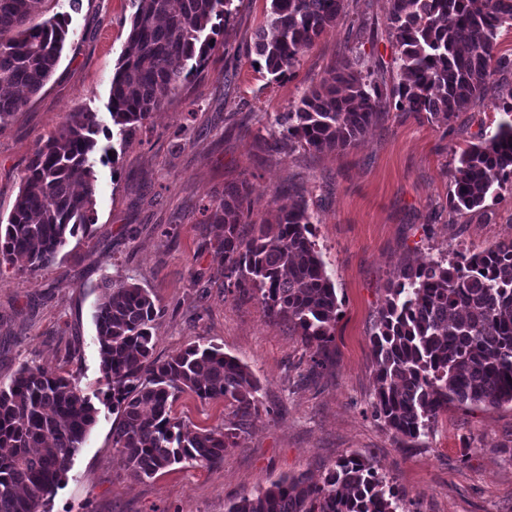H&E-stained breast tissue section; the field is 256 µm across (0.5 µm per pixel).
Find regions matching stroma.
Wrapping results in <instances>:
<instances>
[{"mask_svg":"<svg viewBox=\"0 0 512 512\" xmlns=\"http://www.w3.org/2000/svg\"><path fill=\"white\" fill-rule=\"evenodd\" d=\"M268 0H233L206 64L170 95L145 128L109 144L97 164L95 223L56 260L0 272V387L25 365L72 375L98 410L96 423L46 512H224L284 476L317 480L337 459L360 455L405 495L407 512H512V405L449 407L409 442L372 414L377 382L369 343L386 290L400 271L449 252L476 253L512 238V191L458 215L448 195L458 158L504 115L494 101L512 86L498 74L486 99L450 125L388 108L344 150H268L275 113L287 111L352 52L375 76L399 80L386 30L388 0H345L346 17L282 77L256 67L249 46ZM67 14L69 36L48 83L0 127V221L7 220L34 152L71 112L97 113L111 127L109 90L126 47L132 0H46ZM246 188L254 220L273 219L276 193L301 196L336 288V336L319 368L297 332L253 293L224 286L219 229L202 208ZM147 288L163 310L154 355L194 344L220 346L260 382V406L238 447L214 466L182 463L136 480L112 446L119 417L104 399L93 314L104 276ZM176 417L195 427L230 423L223 400L184 393Z\"/></svg>","mask_w":512,"mask_h":512,"instance_id":"stroma-1","label":"stroma"}]
</instances>
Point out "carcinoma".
<instances>
[{"mask_svg":"<svg viewBox=\"0 0 512 512\" xmlns=\"http://www.w3.org/2000/svg\"><path fill=\"white\" fill-rule=\"evenodd\" d=\"M44 0H0V127L50 80L64 50L68 19L33 23ZM127 51L118 62L109 111L126 138L184 83L212 49L214 20L233 0H135ZM345 0H270L253 49L277 77L344 14ZM389 34L400 80L390 93L360 55L344 58L317 87L276 113L270 148L345 149L380 121L398 98L403 112L449 124L482 100L494 76L512 68L496 56L497 36L512 28V0H388ZM495 108L509 116L462 150L450 212L483 205L512 189V91ZM94 112H70L58 133L34 153L20 178L7 223L0 224V267L23 258L33 270L51 264L68 238L94 225L96 161L110 147ZM222 234L224 287L252 288L271 314L290 323L313 366L335 340L337 296L316 248L315 216L304 200L277 207L273 224L241 225L251 216L248 192L234 190L205 207ZM162 316L150 292L104 277L94 321L107 399L120 412L112 447L128 475L197 462L216 465L258 412L252 371L219 348L189 346L153 358L152 329ZM378 391L374 416L396 435H423L450 405L512 404V239L473 254L404 268L380 307L370 337ZM184 392L222 398L235 422L192 429L172 416ZM97 408L74 379L23 366L0 388V512H42L96 422ZM404 495L369 459L349 455L319 482L286 476L224 512H400Z\"/></svg>","mask_w":512,"mask_h":512,"instance_id":"obj_1","label":"carcinoma"}]
</instances>
